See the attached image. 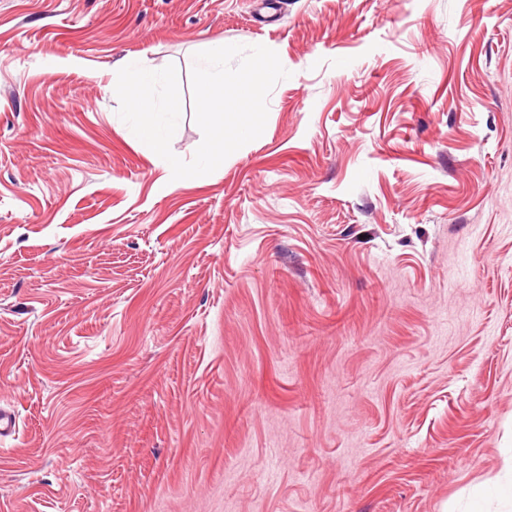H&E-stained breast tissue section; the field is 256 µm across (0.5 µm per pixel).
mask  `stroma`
I'll list each match as a JSON object with an SVG mask.
<instances>
[{"instance_id": "obj_1", "label": "stroma", "mask_w": 512, "mask_h": 512, "mask_svg": "<svg viewBox=\"0 0 512 512\" xmlns=\"http://www.w3.org/2000/svg\"><path fill=\"white\" fill-rule=\"evenodd\" d=\"M264 45L173 179L124 58ZM0 512H512V0H0Z\"/></svg>"}]
</instances>
